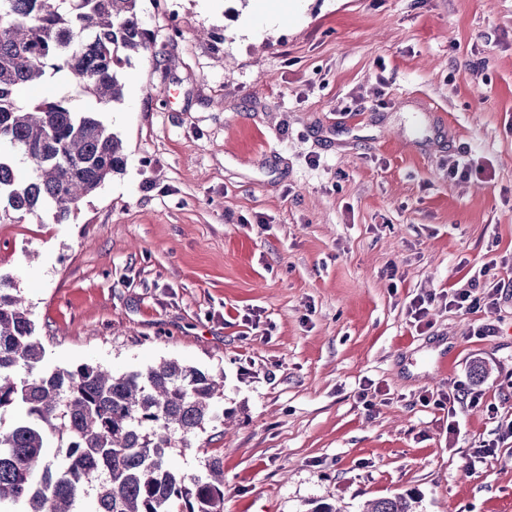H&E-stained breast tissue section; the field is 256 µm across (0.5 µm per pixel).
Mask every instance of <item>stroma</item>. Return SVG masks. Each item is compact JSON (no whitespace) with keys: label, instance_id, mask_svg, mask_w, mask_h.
Masks as SVG:
<instances>
[{"label":"stroma","instance_id":"obj_1","mask_svg":"<svg viewBox=\"0 0 512 512\" xmlns=\"http://www.w3.org/2000/svg\"><path fill=\"white\" fill-rule=\"evenodd\" d=\"M139 6L154 42L123 101L75 102L123 170L63 223L0 222L46 367L223 374L232 425L172 457L223 461V512H512V294L407 313L512 257V0ZM461 385L480 402L452 435ZM413 499L401 495L366 501L360 512H414Z\"/></svg>","mask_w":512,"mask_h":512}]
</instances>
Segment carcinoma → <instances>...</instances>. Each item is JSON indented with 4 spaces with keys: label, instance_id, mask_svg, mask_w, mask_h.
Wrapping results in <instances>:
<instances>
[{
    "label": "carcinoma",
    "instance_id": "carcinoma-1",
    "mask_svg": "<svg viewBox=\"0 0 512 512\" xmlns=\"http://www.w3.org/2000/svg\"><path fill=\"white\" fill-rule=\"evenodd\" d=\"M138 2L0 0V222L44 209L61 222L122 170L117 135L72 100H122L124 71L151 40ZM59 73L70 95L21 102ZM18 156L29 181L15 180ZM44 357L19 287L0 275V512H79L90 494L91 512H221L223 461L188 475L170 453L221 419L223 376L176 361L121 375L50 369ZM7 414L16 415L9 424ZM51 438L67 441L54 465L44 454ZM361 512H414L413 499L369 500Z\"/></svg>",
    "mask_w": 512,
    "mask_h": 512
}]
</instances>
